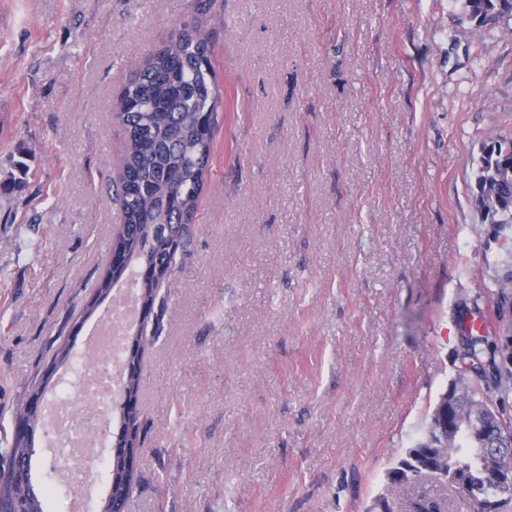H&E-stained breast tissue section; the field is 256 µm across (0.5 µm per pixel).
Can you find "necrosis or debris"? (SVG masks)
I'll return each instance as SVG.
<instances>
[{"instance_id":"necrosis-or-debris-1","label":"necrosis or debris","mask_w":512,"mask_h":512,"mask_svg":"<svg viewBox=\"0 0 512 512\" xmlns=\"http://www.w3.org/2000/svg\"><path fill=\"white\" fill-rule=\"evenodd\" d=\"M135 286L123 288L112 304L111 313L99 324L82 355L78 369L63 379L65 396L50 406L48 446H78L81 454L96 455L105 443L104 403L120 387V353L125 327L135 318L131 303Z\"/></svg>"}]
</instances>
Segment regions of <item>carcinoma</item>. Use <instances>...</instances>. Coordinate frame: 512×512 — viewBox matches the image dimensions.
<instances>
[{
    "mask_svg": "<svg viewBox=\"0 0 512 512\" xmlns=\"http://www.w3.org/2000/svg\"><path fill=\"white\" fill-rule=\"evenodd\" d=\"M217 0H196V16L175 33L163 48L147 57L143 68L124 86L115 109L123 135V174L116 186L115 202L124 222L112 238L111 249L127 259V268L139 269L137 295L154 305L162 279L177 271L178 260L189 255L198 203L210 171L214 133L218 124V88L209 39L199 36L203 18ZM465 15L479 26L512 16V0H464ZM475 200L483 218L496 225L498 235L512 236V140L498 139L484 148L475 172ZM124 276L108 269L96 280L94 294L106 300ZM496 306L512 301V254L496 278ZM509 346L498 345L482 334L466 337L461 355L463 374L451 389L460 391L457 412L461 418L493 402L492 390L512 371L502 370ZM142 353H126L121 391L138 397ZM74 355L58 343L52 362L69 369ZM438 409H433L427 434L419 438L397 466L387 474L390 485L406 489L426 477L448 482L458 493L465 512H501L512 502V484L484 481L480 463L468 452L464 433L448 436L447 446L432 448L437 437ZM122 431H142L136 406L121 409ZM34 436H13L0 450V502L8 507L19 501L25 512H44L43 500L54 491L46 482L34 486L24 464L32 461ZM112 492L101 512H112V501L127 502L134 484L123 459L110 460ZM413 512H447L448 504L418 494L409 500Z\"/></svg>",
    "mask_w": 512,
    "mask_h": 512,
    "instance_id": "obj_1",
    "label": "carcinoma"
}]
</instances>
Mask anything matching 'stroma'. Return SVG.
I'll return each instance as SVG.
<instances>
[{
    "label": "stroma",
    "instance_id": "35a3bbf8",
    "mask_svg": "<svg viewBox=\"0 0 512 512\" xmlns=\"http://www.w3.org/2000/svg\"><path fill=\"white\" fill-rule=\"evenodd\" d=\"M192 255L160 291L126 512H369L498 318L474 198L512 140V18L463 0H223ZM193 0H0V442L109 261L127 77ZM464 10L470 22L489 25L504 16H512V0H464Z\"/></svg>",
    "mask_w": 512,
    "mask_h": 512
}]
</instances>
